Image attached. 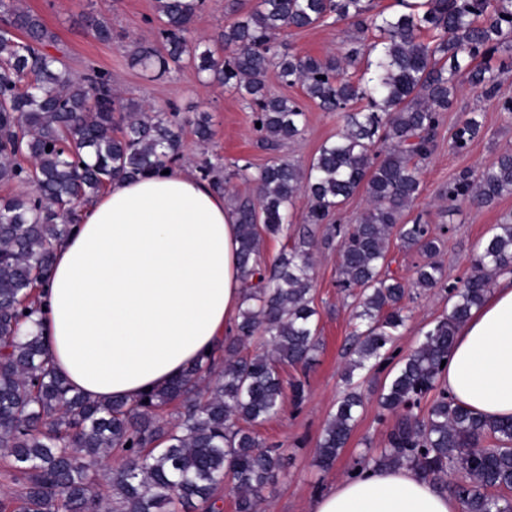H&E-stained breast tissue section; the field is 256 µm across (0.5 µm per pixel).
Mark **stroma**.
I'll use <instances>...</instances> for the list:
<instances>
[{"instance_id":"35a3bbf8","label":"stroma","mask_w":512,"mask_h":512,"mask_svg":"<svg viewBox=\"0 0 512 512\" xmlns=\"http://www.w3.org/2000/svg\"><path fill=\"white\" fill-rule=\"evenodd\" d=\"M24 10L37 14L59 38V48L74 73H82L87 63H95L111 72L113 88L125 100L145 102L158 107L175 104L181 118L208 113L213 136L202 143L192 129H185L181 163L195 167L207 160L218 175L228 182L227 201L253 194L252 184L236 176L238 165L261 166L277 159L308 163L321 144L340 128L337 114L322 111L306 100L300 85L281 84L276 70L266 77L268 89L277 95L302 101L307 115L304 131L295 139L269 148L253 130L252 113L235 91L199 79L191 66L182 71L159 74L134 65L133 47L157 43L156 0H21ZM250 7L249 0H205L192 25L191 37L205 41L215 52H223L224 26ZM95 15L108 22L110 41L97 39L87 21ZM354 29L345 22H326L306 29L288 30L281 40L299 56L322 57L346 52L354 46ZM483 115V133L465 152H456L451 143L455 123L468 112ZM506 151L512 152V114L499 110L496 100L486 98L471 86H462L452 109L441 126L433 155L422 164L423 191L410 213L422 216L443 246L437 257L448 284L465 279L471 272L469 256L501 221L512 216V195L489 206L458 203L449 210L440 196L449 179L467 170L481 171ZM318 245L313 251L314 305L319 312L318 331L322 346L309 369L285 366L283 375L292 379L306 376L307 396L302 402L285 400L281 413L257 427L259 439L266 445L277 444L283 450L284 473L273 491L266 495L260 512H308L310 500L324 493L350 474L354 459L365 449L384 446L394 416L383 413L377 396L387 372L379 370L373 382L363 386V407L351 439L330 471L317 464L319 440L336 400L345 387L344 369L349 357L346 347L353 332L352 312L359 301L357 290L338 288L340 239L331 236L329 227L317 225ZM406 304L411 319L397 336L389 352L401 359L411 352L424 333L448 311V295L440 289L412 290Z\"/></svg>"}]
</instances>
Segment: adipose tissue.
<instances>
[{
	"label": "adipose tissue",
	"mask_w": 512,
	"mask_h": 512,
	"mask_svg": "<svg viewBox=\"0 0 512 512\" xmlns=\"http://www.w3.org/2000/svg\"><path fill=\"white\" fill-rule=\"evenodd\" d=\"M238 226L188 166L114 180L56 245L37 315L55 370L96 400L138 399L215 349L244 292ZM442 385L488 421L512 417V275L456 332ZM409 467L363 469L309 512H460Z\"/></svg>",
	"instance_id": "obj_1"
}]
</instances>
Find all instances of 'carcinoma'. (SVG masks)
<instances>
[{
	"mask_svg": "<svg viewBox=\"0 0 512 512\" xmlns=\"http://www.w3.org/2000/svg\"><path fill=\"white\" fill-rule=\"evenodd\" d=\"M400 11L376 10L374 0H255L224 26L229 57L189 38L203 0H157L161 48L140 45L131 61L161 72L189 62L198 76L236 91L253 112L269 147L301 135L303 106L271 96L265 78L275 67L285 85L299 84L343 125L306 165L272 161L243 166L253 198L236 201L238 258L247 287L234 332L221 355L199 359L169 385L138 400H92L73 390L50 364L42 337L21 324L38 309L37 289L49 277L53 248L78 220L76 203L99 196L115 179L144 176L175 162L183 124L177 108L124 103L112 75L94 64L74 74L47 51L56 35L42 19L0 0V183L20 188L0 198V455L4 474L20 485L0 499V512H222L223 492L236 491L235 512H259L265 492L283 471L279 449L263 445L252 427L282 408L283 364L309 366L321 345L310 297L313 224H323L356 192L368 208L340 237L339 285L361 290L345 379L388 362L392 336L404 326L410 288L444 284L442 268L418 266L412 284L386 273L388 244L428 257L440 240L417 216L408 218L422 186L420 163L436 150L437 133L459 87L468 84L512 114L501 94L500 72L487 58L512 51V0H397ZM346 21L379 40L344 56L299 57L281 50L279 36L328 19ZM360 63L369 77L354 79ZM368 100V110L349 111ZM198 141L211 140L209 117L193 120ZM477 113L458 123L453 148L462 152L479 135ZM51 150H46L47 146ZM512 194V153L500 154L474 178L463 171L441 197L448 207L470 199L493 204ZM307 226L271 268L259 260L264 237L288 235L298 198ZM473 274L448 287L451 306L420 344L401 359L381 387V408L396 417L387 445L366 452L353 469L408 465L464 512H499L491 490H512V419L490 423L454 402L444 390L427 414L412 406L440 384L458 326L487 297L492 275L512 270V222L497 224L470 258ZM265 350L246 353L255 335ZM362 394L348 388L329 416L318 465L332 468L348 444ZM489 437L491 447L470 449ZM117 455L108 489L102 460Z\"/></svg>",
	"mask_w": 512,
	"mask_h": 512,
	"instance_id": "cac0c4a2",
	"label": "carcinoma"
}]
</instances>
